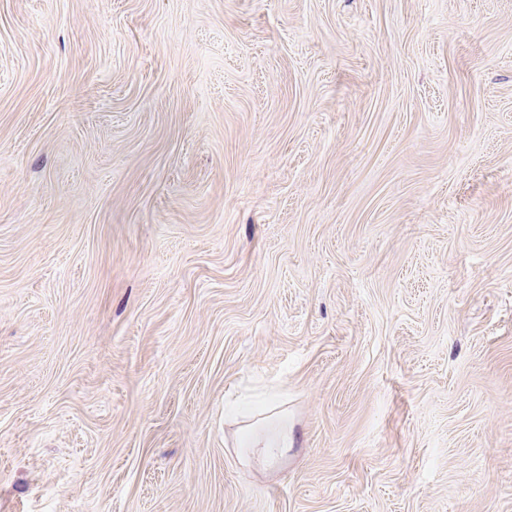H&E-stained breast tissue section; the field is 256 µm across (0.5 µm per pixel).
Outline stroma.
Masks as SVG:
<instances>
[{"label":"stroma","mask_w":512,"mask_h":512,"mask_svg":"<svg viewBox=\"0 0 512 512\" xmlns=\"http://www.w3.org/2000/svg\"><path fill=\"white\" fill-rule=\"evenodd\" d=\"M0 512H512V0H0ZM247 441L241 448H248L249 459L270 471L276 470L296 438L293 425L279 418L266 417L249 426Z\"/></svg>","instance_id":"1"}]
</instances>
